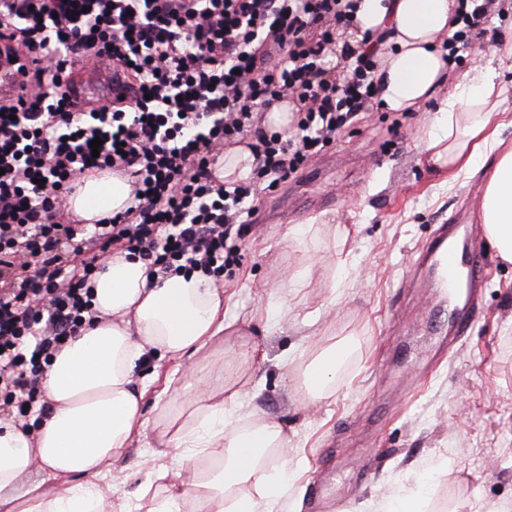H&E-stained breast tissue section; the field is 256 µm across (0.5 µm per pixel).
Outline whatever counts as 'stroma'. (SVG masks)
<instances>
[{
    "instance_id": "stroma-1",
    "label": "stroma",
    "mask_w": 512,
    "mask_h": 512,
    "mask_svg": "<svg viewBox=\"0 0 512 512\" xmlns=\"http://www.w3.org/2000/svg\"><path fill=\"white\" fill-rule=\"evenodd\" d=\"M434 111L373 110L261 194L224 288L229 329L209 355L245 392V418L285 427L281 499L300 512H324L322 497L372 512L420 494L424 512L512 506V264L481 242L478 311L455 339L424 269L405 275L438 225L469 223L490 172L452 183L429 167L421 138ZM332 345L348 354L310 405L303 374Z\"/></svg>"
}]
</instances>
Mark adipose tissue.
Segmentation results:
<instances>
[{"instance_id": "obj_1", "label": "adipose tissue", "mask_w": 512, "mask_h": 512, "mask_svg": "<svg viewBox=\"0 0 512 512\" xmlns=\"http://www.w3.org/2000/svg\"><path fill=\"white\" fill-rule=\"evenodd\" d=\"M458 0H361L360 31L390 29L378 72L379 98L392 112L429 98L448 66L442 40L455 31ZM512 39L479 52L448 89L427 123L423 150L449 179L492 171L480 209L486 235L512 262ZM126 179L89 173L70 198L73 214L92 224L131 203ZM99 323L81 331L46 366L49 410L35 430L0 424V512H279L278 478L263 468L267 449L286 466L288 434L235 415L244 394L224 384L213 365L193 381L198 392L186 419L161 412L159 445L144 474H113L146 432L145 388L135 369L147 357L181 362L223 335L224 290L194 272L149 283L141 261L110 257L94 279ZM117 476L121 495L107 499L101 482Z\"/></svg>"}]
</instances>
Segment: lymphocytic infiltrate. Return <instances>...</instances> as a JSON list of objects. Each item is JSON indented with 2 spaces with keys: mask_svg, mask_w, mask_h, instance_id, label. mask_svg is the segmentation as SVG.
Segmentation results:
<instances>
[{
  "mask_svg": "<svg viewBox=\"0 0 512 512\" xmlns=\"http://www.w3.org/2000/svg\"><path fill=\"white\" fill-rule=\"evenodd\" d=\"M496 0L463 12L449 63L485 31ZM359 0H0V59L24 72L0 97V417L28 429L43 371L92 323L90 280L113 254L150 275L223 281L254 230V201L372 111L389 30L338 49ZM117 70L104 105L67 95L66 67L99 55ZM287 132L262 122L281 103ZM99 150H91L94 139ZM247 146L254 168L226 183L215 164ZM127 179L126 210L78 224L83 175Z\"/></svg>",
  "mask_w": 512,
  "mask_h": 512,
  "instance_id": "1",
  "label": "lymphocytic infiltrate"
}]
</instances>
